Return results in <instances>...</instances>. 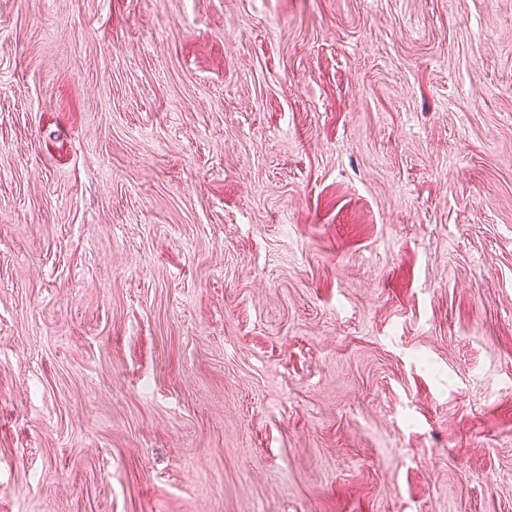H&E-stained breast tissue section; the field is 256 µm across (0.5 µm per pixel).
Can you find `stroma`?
Segmentation results:
<instances>
[{
	"label": "stroma",
	"instance_id": "obj_1",
	"mask_svg": "<svg viewBox=\"0 0 512 512\" xmlns=\"http://www.w3.org/2000/svg\"><path fill=\"white\" fill-rule=\"evenodd\" d=\"M0 512H512V0H0Z\"/></svg>",
	"mask_w": 512,
	"mask_h": 512
}]
</instances>
